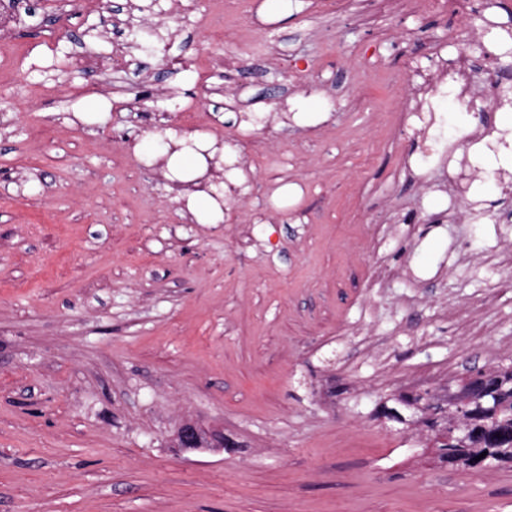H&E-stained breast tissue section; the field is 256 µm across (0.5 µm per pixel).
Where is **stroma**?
Here are the masks:
<instances>
[{
  "instance_id": "stroma-1",
  "label": "stroma",
  "mask_w": 512,
  "mask_h": 512,
  "mask_svg": "<svg viewBox=\"0 0 512 512\" xmlns=\"http://www.w3.org/2000/svg\"><path fill=\"white\" fill-rule=\"evenodd\" d=\"M129 2L0 0V512H512V468L377 414L512 361V108L391 125L461 52L494 85L512 0ZM191 104L244 176L220 224L135 150ZM175 440L190 452L218 449L224 451V431L208 427L194 419H185L176 428Z\"/></svg>"
}]
</instances>
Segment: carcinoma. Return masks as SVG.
Masks as SVG:
<instances>
[{
  "label": "carcinoma",
  "instance_id": "obj_1",
  "mask_svg": "<svg viewBox=\"0 0 512 512\" xmlns=\"http://www.w3.org/2000/svg\"><path fill=\"white\" fill-rule=\"evenodd\" d=\"M129 37L149 52L155 49L149 31L133 29ZM495 371L490 388L478 376L470 377L473 399L459 415L449 412L428 391L391 396L381 405V415L400 424L409 416L416 417L430 432L436 459L445 466L473 471L488 465L512 467V361ZM484 451L487 455L475 460Z\"/></svg>",
  "mask_w": 512,
  "mask_h": 512
}]
</instances>
